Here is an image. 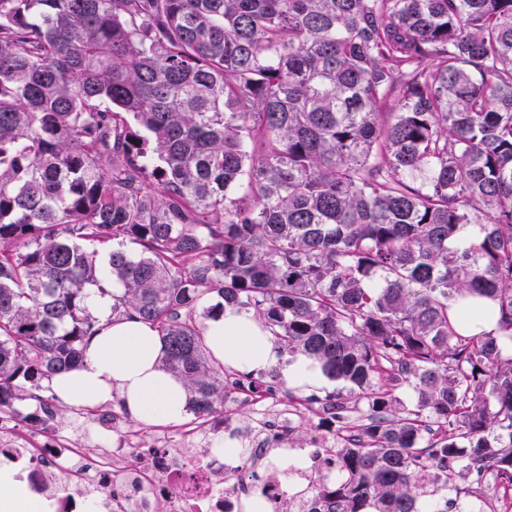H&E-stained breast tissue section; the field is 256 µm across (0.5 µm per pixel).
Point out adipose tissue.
Returning <instances> with one entry per match:
<instances>
[{"mask_svg":"<svg viewBox=\"0 0 512 512\" xmlns=\"http://www.w3.org/2000/svg\"><path fill=\"white\" fill-rule=\"evenodd\" d=\"M112 301L99 297L98 331L86 339L74 369L45 380L47 392L65 406L92 408L120 400L127 416L144 425H174L189 413L185 380L164 365L157 330L138 319L113 316ZM210 355L224 365L255 373L278 370L288 386L303 391L327 387L320 367L305 356L283 354L264 324L252 315L225 309L205 331ZM0 512H44L15 472L0 469Z\"/></svg>","mask_w":512,"mask_h":512,"instance_id":"ef3b65f1","label":"adipose tissue"}]
</instances>
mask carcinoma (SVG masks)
<instances>
[{
	"instance_id": "obj_1",
	"label": "carcinoma",
	"mask_w": 512,
	"mask_h": 512,
	"mask_svg": "<svg viewBox=\"0 0 512 512\" xmlns=\"http://www.w3.org/2000/svg\"><path fill=\"white\" fill-rule=\"evenodd\" d=\"M106 295L199 417L226 306L350 384L310 399L346 435L310 512L512 485V0H0V410ZM468 296L498 335L459 330Z\"/></svg>"
}]
</instances>
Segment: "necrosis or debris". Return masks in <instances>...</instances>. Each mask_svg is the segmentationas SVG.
I'll use <instances>...</instances> for the list:
<instances>
[{
	"instance_id": "necrosis-or-debris-1",
	"label": "necrosis or debris",
	"mask_w": 512,
	"mask_h": 512,
	"mask_svg": "<svg viewBox=\"0 0 512 512\" xmlns=\"http://www.w3.org/2000/svg\"><path fill=\"white\" fill-rule=\"evenodd\" d=\"M295 411L281 395H268L245 419L232 414L211 420L180 437L150 442L123 432L119 420L111 429L119 442L86 458L82 440L58 432L42 446L19 431L13 415L0 414V462L25 472L33 495L51 512H241L244 500L262 499L266 512H278L288 485L320 482L322 470L298 468L284 473L276 458L284 457ZM227 438L243 444L234 462L216 455L213 445ZM142 451L137 466L126 462L129 449Z\"/></svg>"
}]
</instances>
